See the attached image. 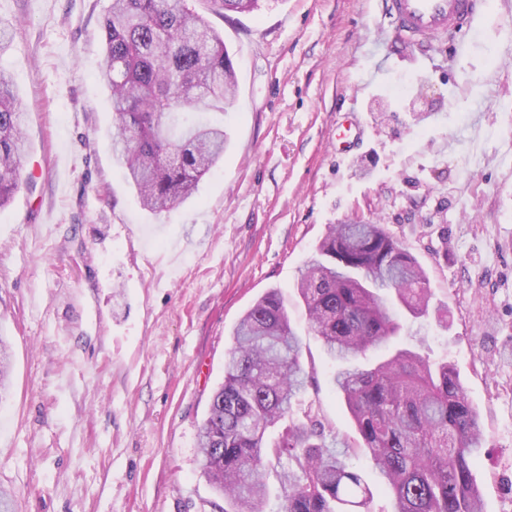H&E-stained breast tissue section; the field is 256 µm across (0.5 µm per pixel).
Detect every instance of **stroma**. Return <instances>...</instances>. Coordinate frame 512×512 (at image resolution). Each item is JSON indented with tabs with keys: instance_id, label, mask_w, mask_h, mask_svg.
<instances>
[{
	"instance_id": "1",
	"label": "stroma",
	"mask_w": 512,
	"mask_h": 512,
	"mask_svg": "<svg viewBox=\"0 0 512 512\" xmlns=\"http://www.w3.org/2000/svg\"><path fill=\"white\" fill-rule=\"evenodd\" d=\"M190 3L223 38L237 95L223 160L157 216L112 160L98 78L111 0H0L27 146L0 209L12 512H213L197 432L234 326L272 288L316 369L293 417L311 406L353 434L295 284L328 225L359 217L386 225L447 304V327L409 317L392 343L459 373L487 437L484 512H512V0H492L457 54L398 40L385 0ZM352 115L363 136L337 154Z\"/></svg>"
}]
</instances>
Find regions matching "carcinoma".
<instances>
[{
    "label": "carcinoma",
    "instance_id": "carcinoma-1",
    "mask_svg": "<svg viewBox=\"0 0 512 512\" xmlns=\"http://www.w3.org/2000/svg\"><path fill=\"white\" fill-rule=\"evenodd\" d=\"M224 12H254L263 0H210ZM98 76L109 89L112 156L141 206L168 213L193 195L224 155V126L177 115L225 111L236 94L224 40L188 0H112L102 25ZM24 118L0 71V208L18 189ZM319 258L297 290L326 355L345 364L333 378L360 448L394 512H483L474 472L484 448L479 413L453 366L398 348L373 367L356 361L402 329L397 307L443 322L418 259L383 224H330ZM198 434L201 475L224 504L217 512H266L277 471L279 512H371L373 491L348 462L351 445L317 415L286 424L313 379L280 293L271 289L240 318Z\"/></svg>",
    "mask_w": 512,
    "mask_h": 512
}]
</instances>
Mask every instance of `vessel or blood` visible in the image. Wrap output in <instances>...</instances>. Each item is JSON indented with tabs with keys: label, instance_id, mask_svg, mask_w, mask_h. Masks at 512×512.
<instances>
[{
	"label": "vessel or blood",
	"instance_id": "1",
	"mask_svg": "<svg viewBox=\"0 0 512 512\" xmlns=\"http://www.w3.org/2000/svg\"><path fill=\"white\" fill-rule=\"evenodd\" d=\"M486 0H386V16L408 43L447 40L464 45Z\"/></svg>",
	"mask_w": 512,
	"mask_h": 512
}]
</instances>
